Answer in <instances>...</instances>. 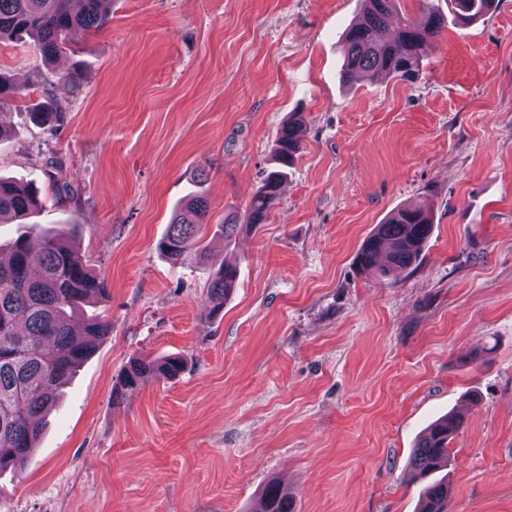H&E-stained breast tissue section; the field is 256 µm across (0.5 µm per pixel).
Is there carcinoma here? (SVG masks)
Instances as JSON below:
<instances>
[{"label": "carcinoma", "instance_id": "obj_1", "mask_svg": "<svg viewBox=\"0 0 512 512\" xmlns=\"http://www.w3.org/2000/svg\"><path fill=\"white\" fill-rule=\"evenodd\" d=\"M102 0H81L79 10L71 0H0V41L27 35L47 61L61 55L70 32L79 27L99 32L109 22L101 9ZM399 0H363L360 19L345 37L342 78L349 82L362 74L393 78L408 86L423 75L420 49L441 32L444 18L432 0H421L420 12L399 11ZM493 0H448V14L461 24L486 15ZM393 27L391 41L381 32ZM302 124L282 126L274 144L279 168L270 170L261 189L244 214L224 217V239L229 240L243 224H264L279 198L286 168L302 149ZM41 207L31 189L0 178V217L24 220ZM208 202L189 199L168 224L158 244L170 261L179 263L189 251L197 260L207 259L201 244ZM428 211L419 205L402 207L390 215L362 244L356 261L362 271L379 277L413 266L432 233ZM238 278V266L226 262L216 269L207 284L208 314L216 319L224 311ZM109 288L105 277L93 272L74 255L66 234L33 230L0 246V471L26 465L35 448L46 413L55 402L58 388L110 334V323L90 316L82 335L70 328V318L94 299H105ZM184 370L180 357L162 360L136 357L124 368L116 385L118 393L146 384L152 379H174ZM462 420L448 414L422 435L412 450L407 477L424 481L420 512H448L450 486L440 478H428L448 466L449 445ZM261 512H295L288 488L279 481L261 494Z\"/></svg>", "mask_w": 512, "mask_h": 512}]
</instances>
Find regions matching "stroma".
<instances>
[{"label": "stroma", "instance_id": "stroma-1", "mask_svg": "<svg viewBox=\"0 0 512 512\" xmlns=\"http://www.w3.org/2000/svg\"><path fill=\"white\" fill-rule=\"evenodd\" d=\"M362 0H106L108 25L45 62L0 41V176L44 209L0 244L63 230L109 297L112 330L64 387L0 512H253L282 480L296 512H416L405 478L454 412L448 512H512V0L421 49V82L340 77ZM80 70L78 85L64 74ZM58 111L54 126L31 118ZM303 114L305 149L268 223L225 241ZM209 204L205 262L157 249ZM423 203L419 261L380 279L356 256ZM236 259L223 318L205 281ZM186 361L113 398L134 356Z\"/></svg>", "mask_w": 512, "mask_h": 512}]
</instances>
